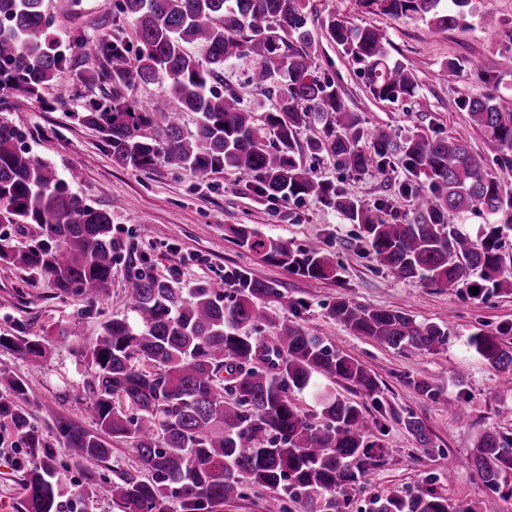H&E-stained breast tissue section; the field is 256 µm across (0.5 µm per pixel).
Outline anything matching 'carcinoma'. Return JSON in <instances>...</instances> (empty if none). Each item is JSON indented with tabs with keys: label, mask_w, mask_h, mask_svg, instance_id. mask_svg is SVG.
Listing matches in <instances>:
<instances>
[{
	"label": "carcinoma",
	"mask_w": 512,
	"mask_h": 512,
	"mask_svg": "<svg viewBox=\"0 0 512 512\" xmlns=\"http://www.w3.org/2000/svg\"><path fill=\"white\" fill-rule=\"evenodd\" d=\"M309 0H119L134 27L137 47L108 35L79 37L82 53L102 58V79L112 91L72 113L95 129L117 165L140 171L185 170L200 180L235 170L260 193L285 201L313 194L359 225L369 254L380 266L425 285L488 293L512 290V257L501 251L503 230H512V189L490 175L467 144L455 137L402 134L390 126L368 128L350 111L333 80L314 63L307 28ZM369 13L393 18L421 15L439 31L465 27L472 0H358ZM329 38L360 65L370 95L394 101L416 93L415 74L392 58L380 30L350 26L332 11ZM42 0H0V93L17 99L40 96L71 58L51 34ZM196 44V57L185 46ZM248 57L254 88L277 97L262 123L253 119L244 96L222 92L224 66ZM165 79L181 111L168 100L140 108L128 91L137 83ZM472 125L500 152L512 171V97L464 101ZM197 115L196 131L184 133L181 113ZM315 123L322 136L301 144L300 130ZM20 135L0 123V225L35 224L41 239L19 247L0 231V262L47 280L66 298L104 294L112 268L122 258L109 213L86 203L46 162L18 146ZM326 153L336 166L363 173L401 157L426 184L403 183L398 193L416 199L415 215L389 222L316 180L303 153ZM480 211L490 224L473 239L456 230L461 214ZM240 248L270 265L321 280L336 268L318 244L293 249L263 237L248 224L231 228ZM234 295L224 296V287ZM126 293L132 318L106 319L81 356L93 370L86 400L94 428L62 421L57 435L73 464L85 475L71 489L60 473L42 430L32 421L26 384L0 367V430L15 433L25 447V512H74L110 496L123 512H215L247 488L264 491L278 512H343L350 491L389 453L366 432L364 406L343 397L344 386L367 395L377 378L357 359L333 349L291 314L298 302L273 281L243 268L183 289L129 262ZM281 306L285 315L273 310ZM331 315L355 333L394 349L435 353L448 347V325L418 322L394 309L339 299ZM270 330L272 342L259 333ZM512 323L492 333L478 330L467 347L482 357L503 384H512ZM45 336L20 329L0 336V347L22 357H43ZM309 391L318 411L300 410L292 394ZM117 392L132 413L113 409ZM406 429L424 448L432 447L421 417L411 412ZM130 445L143 471L116 467L96 479L112 455L108 441ZM461 464L473 471L490 495L512 500V437L496 430L479 435ZM367 512H474L431 487L370 500Z\"/></svg>",
	"instance_id": "1"
}]
</instances>
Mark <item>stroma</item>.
Wrapping results in <instances>:
<instances>
[{
	"label": "stroma",
	"mask_w": 512,
	"mask_h": 512,
	"mask_svg": "<svg viewBox=\"0 0 512 512\" xmlns=\"http://www.w3.org/2000/svg\"><path fill=\"white\" fill-rule=\"evenodd\" d=\"M472 8L467 29L446 32L418 15L394 19L365 12L357 0H310L307 19L320 71L335 81L349 110L360 113L366 125L459 138L490 174L499 177L503 171L497 150L473 128L462 104L475 96L512 94V0H473ZM332 9L349 25H368L385 33L393 56L417 77L414 97L393 103L371 97L358 65L328 37L323 20ZM44 10L53 20V33L70 46L72 64L58 72L39 97L17 100L0 95V122L18 130L22 147L51 163L60 176L78 170L80 178L72 191L106 210L115 237L144 254L158 277L188 288L223 278L227 269L244 267L253 277L276 282L289 297L300 300L299 323L376 376L378 393L360 396L359 401L369 429L381 433L390 453L370 475L367 492L352 494L346 512H364L370 494L412 489L426 480L442 488L449 499L472 503L475 512H512V500L487 494L471 470L455 464L472 452L484 430L512 433V389L500 386L487 362L466 348L473 332L512 322V292L474 299L400 278L372 259L357 225L314 195L285 201L260 194L233 170L201 181L184 170L136 171L115 164L100 134L71 117L100 98L104 85L98 76L105 68L101 58L82 54L72 42L81 33H106L130 42L133 26L119 11L117 0H79L68 12L60 11L57 0H44ZM487 11L497 18L496 32L484 28L481 16ZM469 58L479 62V71L453 70L454 62ZM303 160L318 180L340 186L366 207L380 208L383 218L412 217L414 197L395 193L398 184L412 179L399 156L361 174L337 169L324 153L307 154ZM236 224L252 225L262 235L295 248L319 243L335 264L336 277L314 280L263 262L234 243L230 228ZM125 275V264L117 263L107 292L91 303L83 296L56 298L47 281L0 264V336L22 327L29 335L50 339L46 356L35 360L0 347V365L27 384L30 411L58 468L75 485L83 483L84 475L57 437L56 423L64 419L88 429L93 426L85 400L93 373L79 350L96 339L103 319L129 314ZM340 297L401 310L420 322L447 323L448 347L427 354L358 335L330 314ZM60 326L68 330V338L55 337ZM420 380L440 386L442 400L423 399L415 388ZM455 400L466 404L467 424L454 418L450 404ZM411 412L423 419L431 447H421L405 428L403 420ZM21 462L17 437L5 436L0 441V512H22Z\"/></svg>",
	"instance_id": "35a3bbf8"
}]
</instances>
